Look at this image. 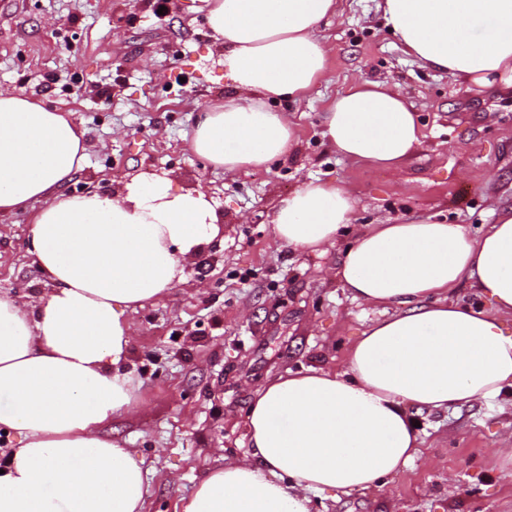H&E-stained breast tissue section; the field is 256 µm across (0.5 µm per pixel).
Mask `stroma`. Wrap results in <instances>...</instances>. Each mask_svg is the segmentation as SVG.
<instances>
[{
    "label": "stroma",
    "mask_w": 512,
    "mask_h": 512,
    "mask_svg": "<svg viewBox=\"0 0 512 512\" xmlns=\"http://www.w3.org/2000/svg\"><path fill=\"white\" fill-rule=\"evenodd\" d=\"M0 0V88L71 113L86 132V164L69 194L110 193L120 181L169 177L203 189L221 231L160 302L131 315L128 370L142 407L113 418L107 434L149 470L145 512L181 505L221 459L249 452L246 416L256 390L293 371L341 368L349 346L390 308L353 301L334 272L355 230L432 219L480 234L512 206V94L476 90L407 56L380 0H337L318 29L329 71L285 101L297 137L262 170L232 174L190 147L196 116L236 91L213 46L206 0ZM354 78L396 87L425 137L399 167L342 158L322 135L327 105ZM319 178L357 199L334 248L314 255L278 241L279 197ZM25 214L0 215V291L27 301L48 292L28 249ZM422 451L383 485L311 512H512L501 455L512 448V406L478 402L420 412Z\"/></svg>",
    "instance_id": "1"
}]
</instances>
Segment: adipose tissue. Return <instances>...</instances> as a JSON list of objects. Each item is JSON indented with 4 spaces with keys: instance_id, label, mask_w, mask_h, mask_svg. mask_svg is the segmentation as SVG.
Returning <instances> with one entry per match:
<instances>
[{
    "instance_id": "obj_1",
    "label": "adipose tissue",
    "mask_w": 512,
    "mask_h": 512,
    "mask_svg": "<svg viewBox=\"0 0 512 512\" xmlns=\"http://www.w3.org/2000/svg\"><path fill=\"white\" fill-rule=\"evenodd\" d=\"M337 0H207L224 75L237 91L203 108L192 150L231 174L285 154L295 125L270 102L305 96L325 76L319 25ZM404 51L483 89L512 90V0H382ZM336 152L377 167L405 161L424 137L388 84L353 82L322 115ZM85 132L70 113L0 89V214L30 212L29 250L49 293L23 304L0 292V512H144L143 459L103 434L138 404L126 368L130 312L163 299L218 231L207 194L170 178H135L114 194L71 195ZM357 200L311 179L281 197L276 238L325 252ZM360 302L392 307L351 344L341 370L288 373L258 389L249 457L210 469L182 512H310L309 492L378 488L419 451L416 411L512 390V208L478 236L412 221L359 231L337 270ZM487 301L449 298L462 280Z\"/></svg>"
}]
</instances>
